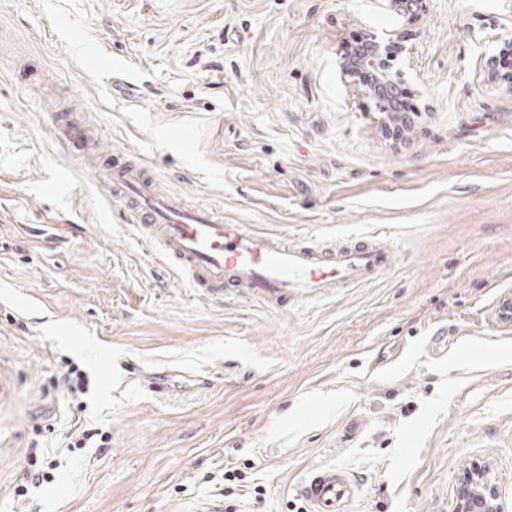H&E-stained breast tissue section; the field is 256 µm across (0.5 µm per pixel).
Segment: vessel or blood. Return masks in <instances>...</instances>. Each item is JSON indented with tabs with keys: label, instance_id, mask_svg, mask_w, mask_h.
<instances>
[{
	"label": "vessel or blood",
	"instance_id": "vessel-or-blood-1",
	"mask_svg": "<svg viewBox=\"0 0 512 512\" xmlns=\"http://www.w3.org/2000/svg\"><path fill=\"white\" fill-rule=\"evenodd\" d=\"M101 181L125 201L142 240L166 265L211 297L234 288L268 305L333 294L388 271L395 251L379 239L361 238L333 247L270 238L248 224H228L218 211L188 207L156 189L151 165L134 156L105 169ZM360 485L349 471L320 466L299 492L310 512H349Z\"/></svg>",
	"mask_w": 512,
	"mask_h": 512
}]
</instances>
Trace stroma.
Wrapping results in <instances>:
<instances>
[{"mask_svg":"<svg viewBox=\"0 0 512 512\" xmlns=\"http://www.w3.org/2000/svg\"><path fill=\"white\" fill-rule=\"evenodd\" d=\"M390 34L416 112L394 137L342 80L351 36ZM512 0H0V512H309V471H352L350 512H453L486 464L512 512V93L477 74ZM129 73L113 76L112 58ZM69 99L104 164L228 224L326 244L380 235L390 270L271 307L174 278L62 145ZM447 325V354L431 352ZM108 448L55 453L16 493L62 360ZM165 389L157 393L154 383ZM245 489L224 497V473Z\"/></svg>","mask_w":512,"mask_h":512,"instance_id":"1","label":"stroma"}]
</instances>
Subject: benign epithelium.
I'll return each mask as SVG.
<instances>
[{"label":"benign epithelium","mask_w":512,"mask_h":512,"mask_svg":"<svg viewBox=\"0 0 512 512\" xmlns=\"http://www.w3.org/2000/svg\"><path fill=\"white\" fill-rule=\"evenodd\" d=\"M361 69H371L376 73L373 94L384 113L382 125L391 127L409 123L410 117L392 110L399 77L392 73L389 45L372 39L368 47L348 57L340 66L345 80L353 79ZM477 503L482 505L480 512H505L499 489L490 478L489 468L479 463L466 468L458 477L455 512H475L474 505Z\"/></svg>","instance_id":"7a95c632"}]
</instances>
